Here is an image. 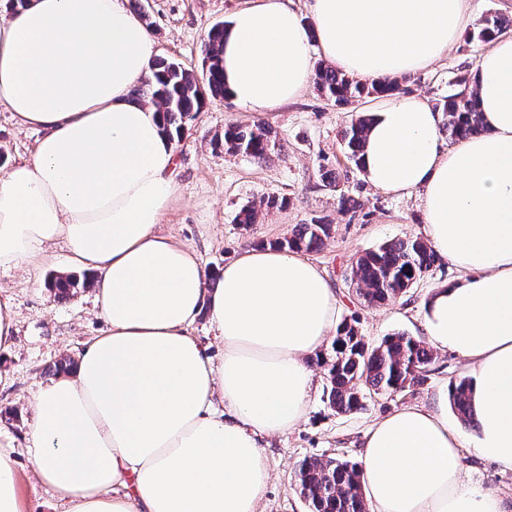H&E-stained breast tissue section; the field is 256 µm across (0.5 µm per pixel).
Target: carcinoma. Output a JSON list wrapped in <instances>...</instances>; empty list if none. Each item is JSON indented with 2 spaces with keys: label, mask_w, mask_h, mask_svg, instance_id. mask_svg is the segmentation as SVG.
<instances>
[{
  "label": "carcinoma",
  "mask_w": 512,
  "mask_h": 512,
  "mask_svg": "<svg viewBox=\"0 0 512 512\" xmlns=\"http://www.w3.org/2000/svg\"><path fill=\"white\" fill-rule=\"evenodd\" d=\"M512 29V19L487 15L480 23L477 39L488 42L498 34ZM224 25L215 26L205 43L202 76L181 63L159 57L153 64L154 77L134 88L136 99L158 107L164 118L163 132L170 138L181 133L183 124L201 111L207 98L224 97V75L221 43ZM316 83L335 104L347 105L355 100L376 95L387 97L401 91L396 79H385L368 86L331 66H319ZM459 89L438 100L436 108L445 115L442 132L455 143L482 131L476 99L469 92L468 79L457 81ZM371 118L357 116L342 135L349 160L361 168ZM214 145L263 161L277 149L278 142L271 128L264 125L244 127L236 123L224 126ZM331 225L321 217L298 224L290 236L273 242L283 250L317 251L330 237ZM438 256L420 238L386 241L361 254L353 266L356 294L367 305H384L396 300L431 270ZM91 276L54 275L47 288L57 300L70 296L78 286H87ZM334 355L317 358L326 367V402L338 414H352L364 409V400L372 395L394 396L413 393L427 385L437 371L434 351L419 337L405 332L390 334L377 344H370L356 326L343 323L332 343ZM449 402L466 425H471L470 392L467 380L448 384ZM294 485L309 506V512H366L360 465L340 458L309 457L294 473Z\"/></svg>",
  "instance_id": "cac0c4a2"
}]
</instances>
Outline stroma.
Here are the masks:
<instances>
[{
	"mask_svg": "<svg viewBox=\"0 0 512 512\" xmlns=\"http://www.w3.org/2000/svg\"><path fill=\"white\" fill-rule=\"evenodd\" d=\"M253 0H141L149 16V31L161 56L200 70L207 34ZM512 18V0H471L465 32L447 56L414 75L406 86L410 94L437 101L456 88L460 77L476 75L483 42L471 34L484 16ZM381 99L367 98L338 106L308 85L295 100L256 116L231 99L208 100L188 122L176 144L181 197L168 211L160 229L191 246L200 256L208 276L244 249L288 237L294 226L320 216L332 224V234L310 258L330 280L341 303V318L356 323L365 341L375 343L394 332L421 335L419 313L423 297L433 288L456 279L458 269L447 259L395 301L369 307L355 292L352 267L357 257L390 239L423 234L424 217L418 196L399 197L373 187L345 154L342 133L357 113L376 111ZM243 126L265 124L276 132L279 150L262 162L224 150H213L211 140L226 123ZM39 132L18 128L10 112L0 108V164L30 158ZM338 186H326V177ZM348 194L359 201L356 211L342 213L338 200ZM286 197L283 208H267L263 198ZM259 204V217L250 228L236 224L241 206ZM53 262L0 275V290L12 297L17 315V335L9 351L0 352V448L15 460L24 512H64V504L42 486L36 474L35 453L28 448L24 430L33 398L40 386L53 378L58 362L75 363L96 336L107 330L89 289L77 288L65 301H55L46 282L69 268L64 243L53 249ZM317 388L307 417L296 428L271 440L266 450L271 480L260 512H308L293 487L294 471L303 459L314 456L359 461L365 430L377 419L408 403H427L435 383L407 394L367 399L364 410L339 415L324 399L326 376L315 367ZM465 480L495 491L512 502V471L463 451Z\"/></svg>",
	"mask_w": 512,
	"mask_h": 512,
	"instance_id": "stroma-1",
	"label": "stroma"
}]
</instances>
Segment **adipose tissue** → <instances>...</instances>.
Returning a JSON list of instances; mask_svg holds the SVG:
<instances>
[{
    "label": "adipose tissue",
    "mask_w": 512,
    "mask_h": 512,
    "mask_svg": "<svg viewBox=\"0 0 512 512\" xmlns=\"http://www.w3.org/2000/svg\"><path fill=\"white\" fill-rule=\"evenodd\" d=\"M468 0H255L224 30V94L262 114L297 98L313 47L370 84L447 54ZM158 48L126 0H30L0 21V106L40 132L0 170V273L64 241L108 325L73 374L42 386L24 437L67 512H258L271 480L262 441L304 420L311 356L336 334L339 300L295 251L251 248L211 288L199 257L159 234L179 198L174 143L133 99ZM480 134L441 146L443 115L415 96L373 113L363 173L418 194L424 234L461 278L421 302L430 347L472 364L475 431L431 403L373 422L360 457L369 512H506L462 477V451L512 471V35L476 62ZM207 312L213 361L190 327Z\"/></svg>",
    "instance_id": "obj_1"
}]
</instances>
